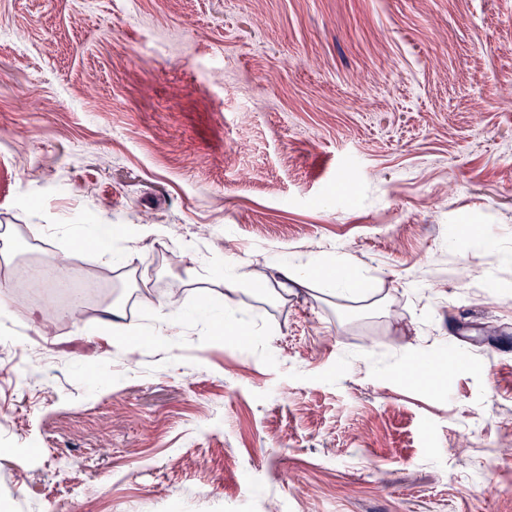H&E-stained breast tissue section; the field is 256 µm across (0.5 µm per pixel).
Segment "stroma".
Segmentation results:
<instances>
[{
    "mask_svg": "<svg viewBox=\"0 0 512 512\" xmlns=\"http://www.w3.org/2000/svg\"><path fill=\"white\" fill-rule=\"evenodd\" d=\"M509 81L512 0H0V268L68 281L0 313V502L512 512ZM273 253L383 302L184 283Z\"/></svg>",
    "mask_w": 512,
    "mask_h": 512,
    "instance_id": "stroma-1",
    "label": "stroma"
}]
</instances>
